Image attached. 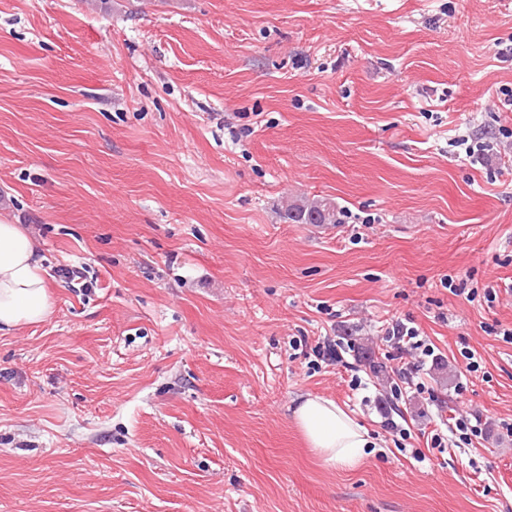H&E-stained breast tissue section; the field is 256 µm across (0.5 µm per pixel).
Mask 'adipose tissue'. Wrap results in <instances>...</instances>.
I'll return each instance as SVG.
<instances>
[{
    "label": "adipose tissue",
    "instance_id": "1",
    "mask_svg": "<svg viewBox=\"0 0 512 512\" xmlns=\"http://www.w3.org/2000/svg\"><path fill=\"white\" fill-rule=\"evenodd\" d=\"M51 312L50 284L35 239L22 225L0 219V331L41 322ZM292 416L325 464L349 469L363 460L370 435L335 401L301 396Z\"/></svg>",
    "mask_w": 512,
    "mask_h": 512
}]
</instances>
